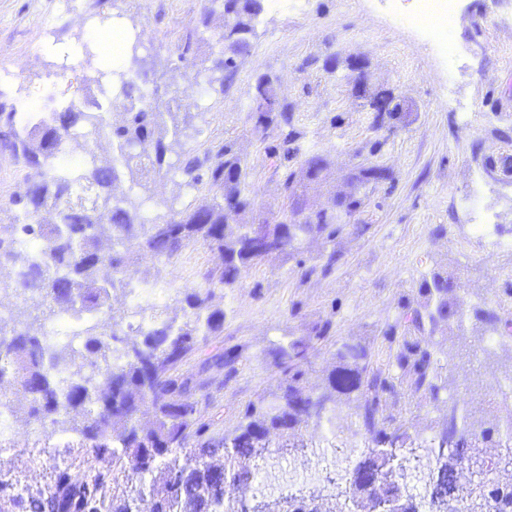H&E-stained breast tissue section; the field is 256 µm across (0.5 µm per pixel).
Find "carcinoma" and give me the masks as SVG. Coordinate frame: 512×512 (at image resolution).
<instances>
[{
  "label": "carcinoma",
  "instance_id": "carcinoma-1",
  "mask_svg": "<svg viewBox=\"0 0 512 512\" xmlns=\"http://www.w3.org/2000/svg\"><path fill=\"white\" fill-rule=\"evenodd\" d=\"M263 10V0H203L199 19L176 43L181 83L158 82L148 60L138 55L147 36L143 28L126 38L132 65L97 71L81 97L62 109L26 119L0 111V150L41 173L12 199L19 207L14 223L0 225V293L23 304L38 300V313L24 321L0 318V381L11 380L29 416L82 440V453L55 468L50 482L35 491L7 476L0 457V498L16 512H239L236 490L254 479L247 460L264 455L260 443L270 430L284 433L318 422L339 396L353 398L364 426L380 437L381 447L348 473L362 509L368 512L386 497L385 465L395 459L426 477L425 494L401 495L403 512H458L466 414L457 403L448 404L446 428L434 446L403 447L404 435L379 428L387 423L381 394L395 392L396 385L372 366L360 343L337 347L325 386L308 391L303 365L312 342L324 338V327L278 350L275 357L288 360L280 395L248 404L223 448L186 447L190 434L200 437L207 429L192 399V390L204 383H194L177 367L208 337L224 332V309L212 305L216 291L235 287L243 272L270 258L258 247L265 238L275 240L277 255L309 239L330 243L343 230L336 207L307 209L293 172L283 181L291 214L267 222L255 210L247 166L230 144L202 152L184 148L170 160L186 136L189 115L180 110L190 92L224 93L237 59L250 50ZM217 15L223 20L218 50L207 51ZM229 25L237 34L230 55L224 53ZM109 77L119 93L96 97L91 85L103 94ZM252 113L254 131L263 135L290 123L280 87L266 74L255 81ZM102 138L112 144V160L105 164L91 146ZM77 152V165L61 163ZM329 165L324 155H309L307 184L320 183ZM176 177L200 196L158 224L141 222L134 199L114 193L118 183L145 189L149 182ZM372 179L368 169L350 175L351 191L342 197L347 214L361 207V190ZM199 243L217 251L222 262L185 293L189 311L179 320L140 309L134 312L140 317L137 338H129L121 329L123 317L113 312L112 291L131 284L140 260L169 261ZM461 290L459 275L432 270L418 286L422 301L403 306L402 348L395 361L409 390L433 401L445 385L422 341L443 327L463 326ZM63 313L83 317L84 327L73 339L51 344L45 322ZM475 317L492 332L508 325L493 309H480ZM237 359L229 349L204 367L230 374ZM474 464L490 471L512 468V448L481 449ZM469 498L468 512H486V498L492 512H512V488L472 487Z\"/></svg>",
  "mask_w": 512,
  "mask_h": 512
}]
</instances>
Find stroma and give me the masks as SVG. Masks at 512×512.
I'll use <instances>...</instances> for the list:
<instances>
[{"instance_id": "obj_1", "label": "stroma", "mask_w": 512, "mask_h": 512, "mask_svg": "<svg viewBox=\"0 0 512 512\" xmlns=\"http://www.w3.org/2000/svg\"><path fill=\"white\" fill-rule=\"evenodd\" d=\"M202 2L0 0V107L21 114L52 111L74 98L84 79L112 68L111 58L81 52L83 43L96 39L104 15L144 25L157 76L170 80L177 37L198 18ZM412 7L413 0H281L280 8L261 14L233 83L223 93L195 97L187 145H233L247 165L256 210L278 216L289 211L283 176L313 153L331 161L326 179L306 193L317 207L330 206L345 192V175L354 164L378 165L391 174L367 187L362 206L330 247L309 242L281 253L216 294L213 304L226 315L223 333L178 368L207 383L196 397L211 443L235 429L248 403L278 394L282 376L274 352L306 338L312 326H326L327 337L310 352L309 388L322 386L345 342L366 345L373 364L397 376L392 360L399 344L385 331L401 322L405 303L418 301L421 275L435 269L462 276L469 315L464 329H445L427 340L439 366L452 361L456 368L439 401L398 388L387 399L391 425L406 432L407 446L430 447L445 426L444 402L453 399L470 417L472 444L512 446L506 428L512 400L489 402L512 381V335L495 337L480 369L468 362L475 309L512 318V176L500 168L512 158V0H457L458 19L443 42L415 24ZM43 30L50 38L36 40ZM261 74L278 81L291 113L294 154L283 163L268 152L280 143L279 131L260 136L249 118ZM363 81L373 91L391 90L403 119L377 124L359 91ZM26 181V169L0 153V224L12 223L16 208L10 199ZM196 196L176 179L156 183L140 213L157 223ZM330 248L337 257L331 271L308 275ZM219 262L217 253L198 244L171 261L141 263L136 278L148 291V304L179 317L187 308L186 289ZM232 347L240 357L231 375L205 369L207 358ZM10 422L6 443L13 448L15 471L28 484L47 482L53 448L79 447L74 435L59 432L49 441L50 452L32 460L40 422L22 411ZM378 441L355 402L339 398L320 423L267 437V446L279 449L283 466L295 476L258 498L276 512L281 497L317 484L316 462L344 476Z\"/></svg>"}]
</instances>
